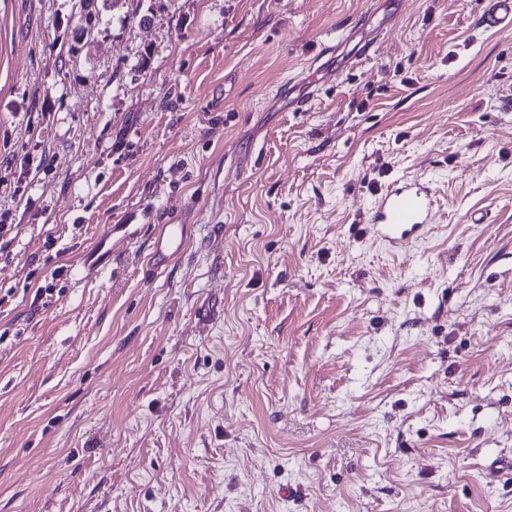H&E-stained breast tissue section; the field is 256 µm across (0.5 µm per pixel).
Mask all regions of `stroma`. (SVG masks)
Segmentation results:
<instances>
[{
    "label": "stroma",
    "mask_w": 512,
    "mask_h": 512,
    "mask_svg": "<svg viewBox=\"0 0 512 512\" xmlns=\"http://www.w3.org/2000/svg\"><path fill=\"white\" fill-rule=\"evenodd\" d=\"M95 4L0 0V512H512V29ZM413 178L393 245L367 214ZM434 199L429 183L403 180L390 184L371 209L367 222L376 232L397 241L432 224ZM187 242V224H162L151 248V267L161 270L177 259Z\"/></svg>",
    "instance_id": "35a3bbf8"
}]
</instances>
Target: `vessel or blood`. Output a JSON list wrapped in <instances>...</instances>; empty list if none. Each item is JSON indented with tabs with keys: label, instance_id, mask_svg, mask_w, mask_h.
Here are the masks:
<instances>
[{
	"label": "vessel or blood",
	"instance_id": "vessel-or-blood-1",
	"mask_svg": "<svg viewBox=\"0 0 512 512\" xmlns=\"http://www.w3.org/2000/svg\"><path fill=\"white\" fill-rule=\"evenodd\" d=\"M480 24L486 30L512 27V0H483ZM434 199L427 182L403 180L390 184L371 209L367 222L391 241L421 232L432 221ZM187 242L183 224L162 225L151 248V267L159 270L177 259Z\"/></svg>",
	"mask_w": 512,
	"mask_h": 512
}]
</instances>
